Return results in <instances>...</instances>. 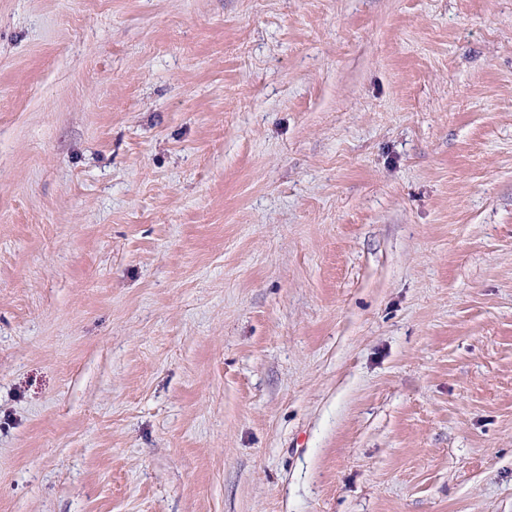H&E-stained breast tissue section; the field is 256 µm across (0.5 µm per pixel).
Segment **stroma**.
Here are the masks:
<instances>
[{"label":"stroma","instance_id":"obj_1","mask_svg":"<svg viewBox=\"0 0 512 512\" xmlns=\"http://www.w3.org/2000/svg\"><path fill=\"white\" fill-rule=\"evenodd\" d=\"M0 512H512V0H0Z\"/></svg>","mask_w":512,"mask_h":512}]
</instances>
